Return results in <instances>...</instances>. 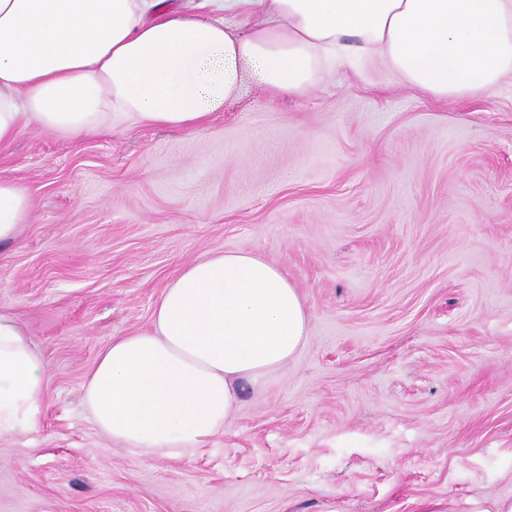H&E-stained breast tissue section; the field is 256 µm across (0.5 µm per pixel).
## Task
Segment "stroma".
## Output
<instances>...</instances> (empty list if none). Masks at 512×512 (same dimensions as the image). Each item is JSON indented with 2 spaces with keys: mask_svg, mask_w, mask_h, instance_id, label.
<instances>
[{
  "mask_svg": "<svg viewBox=\"0 0 512 512\" xmlns=\"http://www.w3.org/2000/svg\"><path fill=\"white\" fill-rule=\"evenodd\" d=\"M0 178L31 211L0 303L48 364L37 433L0 444V512H464L512 499V86L420 94L374 63L306 96L243 71L201 131L28 129ZM246 251L308 337L206 450L149 462L81 385L193 261Z\"/></svg>",
  "mask_w": 512,
  "mask_h": 512,
  "instance_id": "35a3bbf8",
  "label": "stroma"
}]
</instances>
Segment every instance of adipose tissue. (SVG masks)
I'll use <instances>...</instances> for the list:
<instances>
[{"instance_id": "1", "label": "adipose tissue", "mask_w": 512, "mask_h": 512, "mask_svg": "<svg viewBox=\"0 0 512 512\" xmlns=\"http://www.w3.org/2000/svg\"><path fill=\"white\" fill-rule=\"evenodd\" d=\"M163 0H0V147L24 128L77 136L116 117L206 128L253 65L273 94L318 89L364 55L438 100L512 80V0H213L216 18L163 15ZM263 21L239 32L236 17ZM25 186L0 179V245L21 235ZM308 336L281 269L245 251L189 264L148 329L113 337L86 373L98 431L142 460L180 459L223 435L245 388L261 393ZM48 365L0 304V441L39 428Z\"/></svg>"}]
</instances>
